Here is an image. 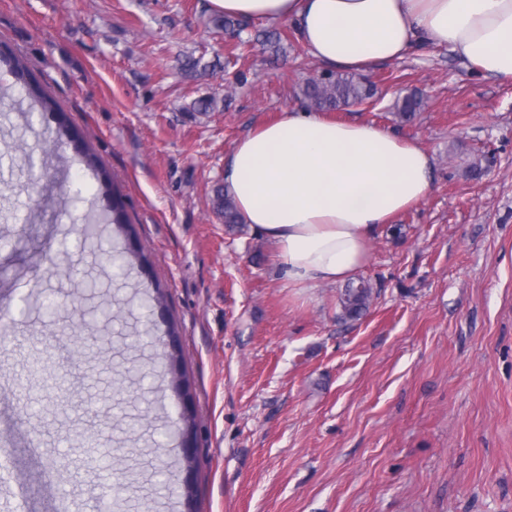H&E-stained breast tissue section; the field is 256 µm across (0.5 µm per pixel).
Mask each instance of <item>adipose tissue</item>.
<instances>
[{
  "instance_id": "obj_1",
  "label": "adipose tissue",
  "mask_w": 512,
  "mask_h": 512,
  "mask_svg": "<svg viewBox=\"0 0 512 512\" xmlns=\"http://www.w3.org/2000/svg\"><path fill=\"white\" fill-rule=\"evenodd\" d=\"M213 10L288 21L325 69L369 72L446 46L486 76L512 80V0H209ZM433 158L383 126L307 108L240 138L224 192L268 241L292 288L352 278L371 240L432 191Z\"/></svg>"
}]
</instances>
